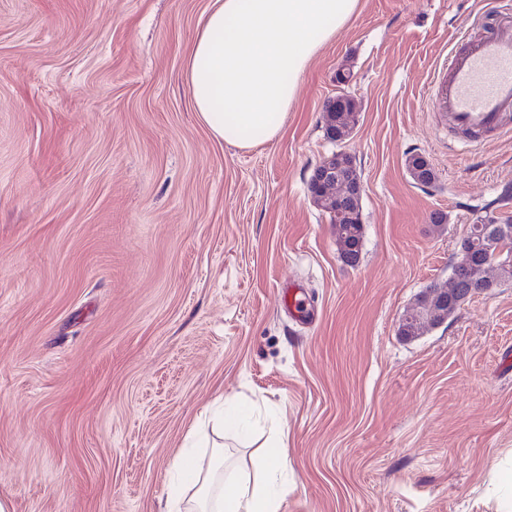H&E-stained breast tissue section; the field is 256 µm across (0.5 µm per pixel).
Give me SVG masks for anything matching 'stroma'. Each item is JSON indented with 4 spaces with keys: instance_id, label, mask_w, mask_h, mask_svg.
Instances as JSON below:
<instances>
[{
    "instance_id": "35a3bbf8",
    "label": "stroma",
    "mask_w": 512,
    "mask_h": 512,
    "mask_svg": "<svg viewBox=\"0 0 512 512\" xmlns=\"http://www.w3.org/2000/svg\"><path fill=\"white\" fill-rule=\"evenodd\" d=\"M208 0H0V497L11 512H158L216 403L235 465L283 433L280 512H512V283L406 339L469 224L512 216V132L435 112L484 0H360L281 135L241 150L184 76ZM349 70V85L336 80ZM359 106L358 265L308 189ZM423 153L435 185L404 160ZM447 224H432L434 213ZM347 96L350 95L341 93L336 95V98L329 100L324 113L325 137L331 143L339 147V150L329 156V164L332 166L338 163L340 156L350 155L342 150V147L352 138L357 125L358 104L353 98V112H345V110L348 109ZM329 164L324 160L314 170L310 179V191L312 195H315L318 188L322 186L326 179L336 178V169Z\"/></svg>"
}]
</instances>
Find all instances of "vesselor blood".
Segmentation results:
<instances>
[{
    "instance_id": "obj_1",
    "label": "vessel or blood",
    "mask_w": 512,
    "mask_h": 512,
    "mask_svg": "<svg viewBox=\"0 0 512 512\" xmlns=\"http://www.w3.org/2000/svg\"><path fill=\"white\" fill-rule=\"evenodd\" d=\"M434 97L450 127L481 136L506 133L512 112V16L462 52L449 54Z\"/></svg>"
}]
</instances>
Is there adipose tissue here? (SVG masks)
<instances>
[{"instance_id": "obj_1", "label": "adipose tissue", "mask_w": 512, "mask_h": 512, "mask_svg": "<svg viewBox=\"0 0 512 512\" xmlns=\"http://www.w3.org/2000/svg\"><path fill=\"white\" fill-rule=\"evenodd\" d=\"M359 0H210L200 17L185 76L196 112L216 139L240 149L275 140L299 77L356 12ZM282 451H263L217 482L216 460L202 471L178 466L196 486L168 496L164 512H279L274 473Z\"/></svg>"}]
</instances>
